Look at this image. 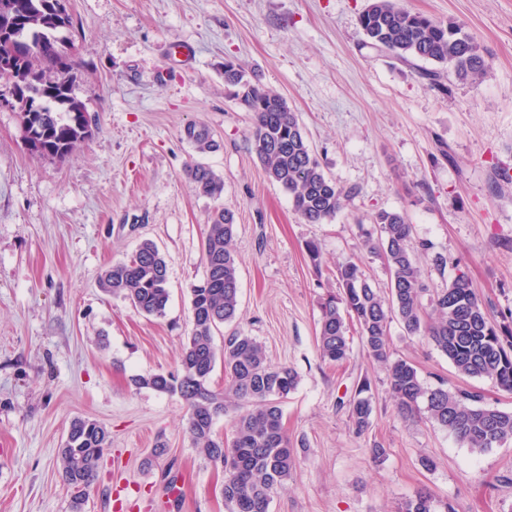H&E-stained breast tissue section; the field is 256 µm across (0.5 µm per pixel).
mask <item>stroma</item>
Instances as JSON below:
<instances>
[{
	"label": "stroma",
	"instance_id": "obj_1",
	"mask_svg": "<svg viewBox=\"0 0 512 512\" xmlns=\"http://www.w3.org/2000/svg\"><path fill=\"white\" fill-rule=\"evenodd\" d=\"M395 3L463 21L485 74L445 95L416 66L365 47L369 0H69L92 137L65 160L36 158L16 113L0 109V512H70L58 450L77 416L112 439L84 512H113L119 486L134 512H228L223 471L191 446L186 402L130 383L179 367L219 204L236 214L239 276L237 318L220 331L253 336L271 365L300 377L282 403L296 471L270 512H400L421 490L457 512H512L511 442L474 451L426 413L403 418L360 339L339 366L317 348L338 263L361 262L376 287L388 285L383 256L363 243L382 210L405 212L414 239L446 257L442 270L421 259L428 288L465 273L512 331V183L498 177L512 168V0ZM228 58L287 100L328 176L358 187L334 218L305 223L267 178L250 114L225 95ZM191 122L207 125L219 150L196 155L181 137ZM195 159L223 175L221 201L195 193L184 172ZM146 239L168 267L161 318L98 286ZM388 339L392 359L411 361L426 385L472 388L512 412V392L462 375L398 320ZM363 378L373 415L359 435L348 404Z\"/></svg>",
	"mask_w": 512,
	"mask_h": 512
}]
</instances>
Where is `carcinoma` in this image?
I'll list each match as a JSON object with an SVG mask.
<instances>
[{
	"label": "carcinoma",
	"instance_id": "obj_1",
	"mask_svg": "<svg viewBox=\"0 0 512 512\" xmlns=\"http://www.w3.org/2000/svg\"><path fill=\"white\" fill-rule=\"evenodd\" d=\"M58 6L59 0H0V79L14 69L9 76L12 111L18 115L22 140L32 145L30 154L63 160L92 136L93 118L76 95L83 63L71 53L65 36L72 17L60 15ZM360 25L365 46L410 65L437 64L438 68H423L419 74L442 93L452 92L451 84L445 83L449 75L472 80L488 67L463 24L398 8L392 0H372L360 16ZM224 85L230 98L251 113L253 151L268 179L291 196L294 212L309 224L333 218L357 188H344L326 175L287 101L230 60L224 61ZM183 139L200 154L219 148L205 125L187 124ZM188 176L198 194L222 197L224 178L207 164H191ZM373 223L379 236L374 241L372 234H365V245L382 251L390 282L385 290L374 287L353 260L336 266L338 289L321 304L320 356L330 363L347 360L352 352L349 332L355 326L366 355L385 366L403 417H414L423 403L431 421L473 450L512 440V413L482 404L475 391L428 387L412 363L390 359L389 322L395 317L407 335H423L434 343L461 374L491 378L502 390L512 392V334L498 329L465 273L436 291L431 311H426L422 303L426 288L416 253L427 252L429 246L413 241L412 225L402 211H380ZM235 230L234 211L215 209L202 243L204 276L190 288L191 329L178 370L136 375L131 383L186 401L191 445L224 471V502L231 512H269L273 494L296 469L280 403L296 389L299 375L290 367L269 364L262 345L240 330L224 337L222 346L215 344V332L234 321L238 312ZM99 287L137 311L161 318L170 299L167 263L158 247L145 240L129 259L103 271ZM218 363L229 376V396L241 408L228 443L213 430L214 418L225 410L224 397L210 389V375ZM367 391L364 381L349 403V417L358 434L371 426L373 406ZM110 444L109 432L99 422L81 417L71 421L59 448L61 478L72 490L71 512H82ZM400 512H435L432 497L421 493L406 501Z\"/></svg>",
	"mask_w": 512,
	"mask_h": 512
}]
</instances>
